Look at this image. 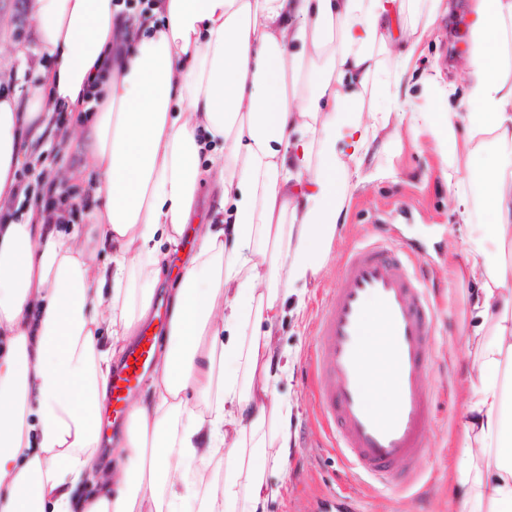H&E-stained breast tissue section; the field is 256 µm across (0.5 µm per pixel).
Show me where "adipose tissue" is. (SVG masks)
Here are the masks:
<instances>
[{"label": "adipose tissue", "mask_w": 512, "mask_h": 512, "mask_svg": "<svg viewBox=\"0 0 512 512\" xmlns=\"http://www.w3.org/2000/svg\"><path fill=\"white\" fill-rule=\"evenodd\" d=\"M447 0H158L125 28L113 0H36L56 61L29 108L0 96V199L17 192L25 136L51 110L85 112L72 141L97 175L89 224L45 228L34 208L0 225V512H264L289 403L273 392L280 297L322 270L349 189L392 116L434 141L448 206L468 223L458 161L492 136L474 225L477 284L468 419L451 481L461 512H512V78L498 55L512 0H472L467 111H453L422 46ZM130 48L112 49L119 31ZM375 106L364 112L365 97ZM208 187L213 217L172 290L147 393L102 466L112 367L150 316L161 245ZM111 249L107 265L98 249ZM91 493L72 504L77 485Z\"/></svg>", "instance_id": "obj_1"}]
</instances>
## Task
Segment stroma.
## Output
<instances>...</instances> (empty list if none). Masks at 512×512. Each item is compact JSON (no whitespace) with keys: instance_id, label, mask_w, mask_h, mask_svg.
Segmentation results:
<instances>
[{"instance_id":"1","label":"stroma","mask_w":512,"mask_h":512,"mask_svg":"<svg viewBox=\"0 0 512 512\" xmlns=\"http://www.w3.org/2000/svg\"><path fill=\"white\" fill-rule=\"evenodd\" d=\"M470 0H450L448 13L435 22L436 38L426 45L419 62L422 71L439 70L446 82L462 84L470 42L467 15ZM32 0H0V94L28 103L30 92L53 60L42 49L32 20ZM77 124L55 130L47 157H58L79 176L69 186L77 204L78 223H88L99 206L93 189L94 173L79 149L62 144ZM367 181L354 191L343 224L320 274L282 303L283 314L274 327V361L294 356L289 376L280 377L276 392L294 405L289 423L291 441L286 469H270L266 480L278 494L266 512H344L345 498H353L358 512H452L448 477L460 459L464 365L473 346L466 333L473 281L459 277L462 249L471 224H486L490 212L482 196H475L470 224H461L448 207V180L430 136H381L372 144L364 166ZM389 233L397 245L416 251L425 268L435 307V335L428 372L432 400L426 435L427 451L412 475L396 474L386 484L352 475L331 441L313 386L310 358L331 288L340 279L344 256L356 246Z\"/></svg>"}]
</instances>
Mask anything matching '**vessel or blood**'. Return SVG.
Returning a JSON list of instances; mask_svg holds the SVG:
<instances>
[{
    "mask_svg": "<svg viewBox=\"0 0 512 512\" xmlns=\"http://www.w3.org/2000/svg\"><path fill=\"white\" fill-rule=\"evenodd\" d=\"M418 261L387 238L355 248L319 326L313 359L326 420L349 468L378 479L424 454L430 402L426 379L433 332L430 296ZM155 339L140 336L137 366L112 376L104 415L125 418L129 392L149 364ZM391 382L393 404L382 409L369 395V378Z\"/></svg>",
    "mask_w": 512,
    "mask_h": 512,
    "instance_id": "b4317fda",
    "label": "vessel or blood"
}]
</instances>
